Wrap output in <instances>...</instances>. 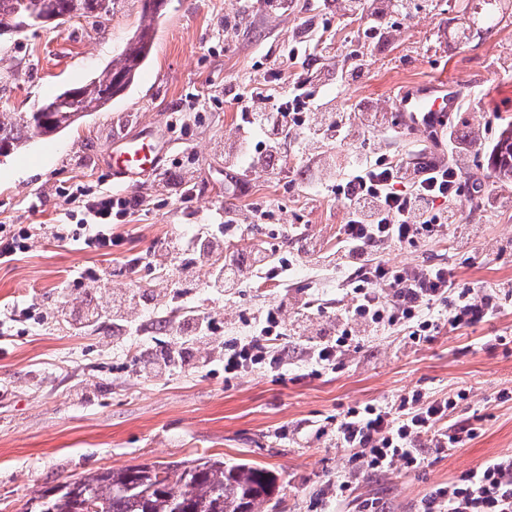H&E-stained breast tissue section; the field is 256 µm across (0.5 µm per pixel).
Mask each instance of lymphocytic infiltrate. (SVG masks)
<instances>
[{"label":"lymphocytic infiltrate","mask_w":512,"mask_h":512,"mask_svg":"<svg viewBox=\"0 0 512 512\" xmlns=\"http://www.w3.org/2000/svg\"><path fill=\"white\" fill-rule=\"evenodd\" d=\"M338 10L358 15L363 37L373 43L389 37L393 22L414 13L411 0H393L385 16L373 10L369 0H345L341 5L324 0L287 38L268 41L262 57L275 65L289 64L290 74L277 88L263 80L226 93L236 125L234 138L224 145V159L243 172L262 170L268 181L285 187L292 173L283 162L288 154L330 186L344 215L337 249L327 253L309 238L303 252L335 267L350 306L331 310L316 299L292 302L283 292L290 266L281 262L275 245L261 244L244 254L225 251L226 226L250 232L253 225L273 220L278 205L255 203L243 212L228 211L223 223L210 225L205 237L180 235L165 245V253L178 261L177 277L169 282L171 296H184L194 283L195 268L204 262L211 265L208 286L213 290L229 293L262 280L281 287V294L255 317L248 335L214 345L201 357L187 356L179 345L170 347L140 365V373L198 369L219 358L228 378L254 368L280 373L288 360L276 344L288 333L284 314L292 305L304 316L336 324L332 336L306 339L314 376L334 368L345 352L359 346L365 332L399 329L417 343L438 333L442 323L471 326L500 311L487 289L457 283L447 265L400 267L383 259L389 248L418 246L459 223L452 201L461 193L462 175L446 164L419 166L397 158L380 140L369 137L363 104L340 111L321 95L320 53L335 36L332 16ZM385 17L390 20L386 26L381 23ZM336 146L347 150L340 168L333 164ZM66 198L65 223L0 225V265L28 252L38 237L111 254L121 240L115 226L141 206L138 196L90 187L69 192ZM218 254L223 260L217 264L213 258ZM467 397L464 391L432 397L416 389L390 403L353 406L337 417L331 439L336 447L350 450L355 469L379 474L398 468L415 471L425 463V449L441 453L465 447L477 437L471 422L448 420L458 401ZM420 512H512V456L488 459L437 485L422 499Z\"/></svg>","instance_id":"f902f5d3"}]
</instances>
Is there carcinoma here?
Masks as SVG:
<instances>
[{"label":"carcinoma","mask_w":512,"mask_h":512,"mask_svg":"<svg viewBox=\"0 0 512 512\" xmlns=\"http://www.w3.org/2000/svg\"><path fill=\"white\" fill-rule=\"evenodd\" d=\"M140 21L112 62L87 83L66 88L30 112H0V157H9L37 139L77 127L101 112L133 85L155 49L157 26L168 0H138ZM123 0H0V30L15 34L28 27H58L75 17L115 14ZM512 15V0H475L451 38L469 42L496 33ZM493 175L512 183V121L503 120L493 151ZM277 476L254 463L204 456L176 465L103 468L55 492L44 488L35 500L41 512H264L276 491Z\"/></svg>","instance_id":"cac0c4a2"}]
</instances>
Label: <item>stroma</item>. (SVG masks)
<instances>
[{"mask_svg":"<svg viewBox=\"0 0 512 512\" xmlns=\"http://www.w3.org/2000/svg\"><path fill=\"white\" fill-rule=\"evenodd\" d=\"M311 2L299 0L298 10L287 15L258 8L228 46L224 15L237 9L238 0H170L154 55L124 98L92 113L77 129L37 140L0 162V225L55 224L66 209L61 188L124 190L110 169L121 141L150 135L164 147L158 167L133 189L156 207L118 226L122 240L110 255L38 240L19 260L0 265V310L17 304L35 309L33 319L0 337V512H23L43 487L100 468L176 464L217 454L277 474L279 491L266 512H358L367 501L376 502L380 512H416L434 486L489 458L512 455V401L495 399L500 389L512 388V306L470 327H442L427 342H412L397 331L374 333L336 369L317 377L300 373L308 359L304 339L331 324L291 309L285 315V377L257 369L231 380L220 363L166 375L137 373L140 351L164 350L175 338L174 328L162 324L172 308L159 300L139 308V334L120 344V330L111 323L78 335L58 311L57 286L74 267H95L113 290L129 289L122 273L127 257L215 223L226 201L243 209L259 198L285 204L282 223L255 225L251 236L230 240L229 248L277 241L281 259L299 262L289 288L294 299L313 290L331 303L344 299L335 272L298 256V243L288 233L289 225H304L326 249H335L341 211L334 196L321 194L308 211L300 187L285 192L257 174L245 184L224 162V143L235 134V114L222 103L225 90L263 76L269 65L261 45L286 38L309 15ZM455 2L428 0L394 39L367 45L353 59L346 46L356 33L336 15L323 92L344 98L346 90L336 82L341 66L362 71V95L376 107H388L393 91L409 83L466 85L449 124L466 120L465 134L481 140L482 149L458 158L446 151L441 129L412 133L410 141L425 144L427 157L460 163L463 177L479 175L482 190L509 203L486 213L461 196L459 228L415 249L390 250L386 257L400 266L447 262L457 281L512 297V191L500 189L491 166L501 120L512 118V18L493 36L452 45L448 21L456 14ZM138 22L137 0H125L113 15L0 38V111L27 112L64 88L84 84L111 62ZM189 154L196 161L197 195L186 207L177 195V161ZM206 283L197 278L177 307L224 321L226 340L246 335L241 316L261 311L276 296L270 287L214 294ZM80 388L88 391L81 400L74 396ZM412 389L436 396L467 390L468 399L450 419L475 420L477 438L443 453L426 450L425 465L416 471L351 476L347 451L317 436V427L330 425L347 407L387 402ZM347 475L351 494L336 502L332 487Z\"/></svg>","mask_w":512,"mask_h":512,"instance_id":"obj_1","label":"stroma"}]
</instances>
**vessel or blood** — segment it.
Listing matches in <instances>:
<instances>
[{
    "mask_svg": "<svg viewBox=\"0 0 512 512\" xmlns=\"http://www.w3.org/2000/svg\"><path fill=\"white\" fill-rule=\"evenodd\" d=\"M462 99L460 86L439 82L417 83L399 92L393 112L404 124L424 129L444 121L448 113L460 106ZM159 154L160 150L153 142H129L116 155L112 173L119 178L144 177L155 169Z\"/></svg>",
    "mask_w": 512,
    "mask_h": 512,
    "instance_id": "b4317fda",
    "label": "vessel or blood"
}]
</instances>
